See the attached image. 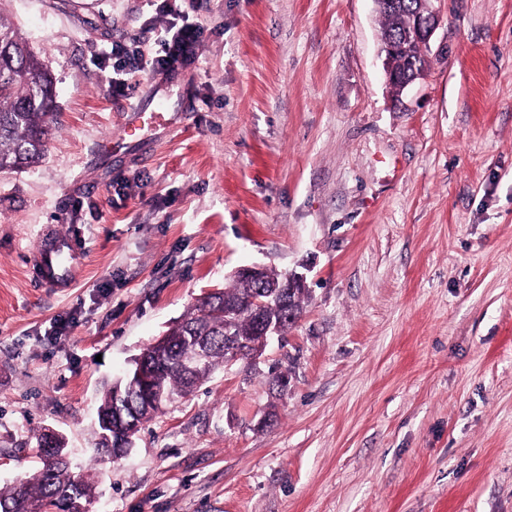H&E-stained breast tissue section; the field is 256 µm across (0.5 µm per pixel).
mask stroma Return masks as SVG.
<instances>
[{"instance_id":"stroma-1","label":"stroma","mask_w":512,"mask_h":512,"mask_svg":"<svg viewBox=\"0 0 512 512\" xmlns=\"http://www.w3.org/2000/svg\"><path fill=\"white\" fill-rule=\"evenodd\" d=\"M432 6L398 109L373 0H0L57 92L0 173V490L50 426L87 512H512V0ZM183 23L194 61L114 69ZM137 96L174 126L124 139ZM47 230L84 236L73 287L30 276ZM253 263L307 276L283 341L97 453L104 382Z\"/></svg>"}]
</instances>
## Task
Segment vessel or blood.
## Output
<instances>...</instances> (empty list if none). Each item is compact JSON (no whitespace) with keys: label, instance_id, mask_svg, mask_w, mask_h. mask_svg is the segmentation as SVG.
<instances>
[{"label":"vessel or blood","instance_id":"1","mask_svg":"<svg viewBox=\"0 0 512 512\" xmlns=\"http://www.w3.org/2000/svg\"><path fill=\"white\" fill-rule=\"evenodd\" d=\"M84 249L81 236L76 234H52L42 239L29 257L33 280L56 288L72 286L80 276Z\"/></svg>","mask_w":512,"mask_h":512}]
</instances>
